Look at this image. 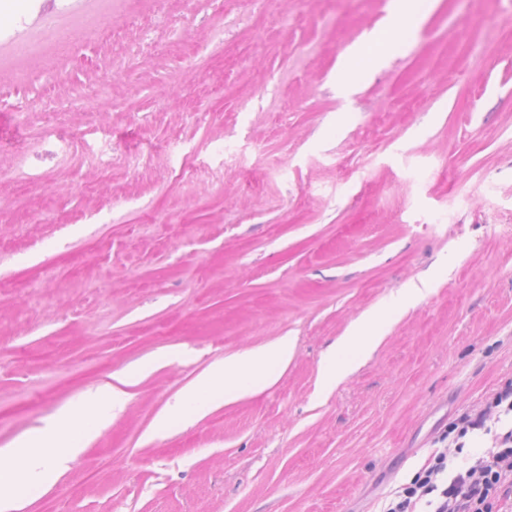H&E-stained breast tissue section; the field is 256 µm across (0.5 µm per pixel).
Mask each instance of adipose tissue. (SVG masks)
Segmentation results:
<instances>
[{"mask_svg": "<svg viewBox=\"0 0 512 512\" xmlns=\"http://www.w3.org/2000/svg\"><path fill=\"white\" fill-rule=\"evenodd\" d=\"M378 319V314L367 315L353 326L340 348L328 351L320 369L326 382H335L348 354L367 344ZM290 354V343L283 336L265 346L224 358L184 390L175 406L160 417V424H168L175 418L196 417L205 409L209 397L218 391L228 397L262 391L272 383L269 366L287 363ZM127 380V375H118L115 383L107 385L105 396H91L67 407L39 433L0 451V512H24L27 501L21 489L39 479L46 463L62 469L77 459L80 453L77 432L92 436L111 419L116 409L122 408Z\"/></svg>", "mask_w": 512, "mask_h": 512, "instance_id": "obj_1", "label": "adipose tissue"}]
</instances>
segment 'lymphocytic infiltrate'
Masks as SVG:
<instances>
[{
	"label": "lymphocytic infiltrate",
	"mask_w": 512,
	"mask_h": 512,
	"mask_svg": "<svg viewBox=\"0 0 512 512\" xmlns=\"http://www.w3.org/2000/svg\"><path fill=\"white\" fill-rule=\"evenodd\" d=\"M474 434L489 436L491 444L464 455ZM438 441L441 450L396 488L382 512H512V378L450 422Z\"/></svg>",
	"instance_id": "1"
}]
</instances>
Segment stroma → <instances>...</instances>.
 <instances>
[{
  "label": "stroma",
  "instance_id": "35a3bbf8",
  "mask_svg": "<svg viewBox=\"0 0 512 512\" xmlns=\"http://www.w3.org/2000/svg\"><path fill=\"white\" fill-rule=\"evenodd\" d=\"M1 13L0 448L142 369L25 512H379L512 377V0L393 26L391 0ZM373 32L384 55L344 94ZM423 280L323 392L336 340ZM282 336L264 391L159 428L209 365ZM382 44V37L380 35H372L363 40L361 43L353 47L350 52L342 59L339 68L340 81L345 85L350 86V66L351 60H365L369 63H374L380 56V48Z\"/></svg>",
  "mask_w": 512,
  "mask_h": 512
}]
</instances>
